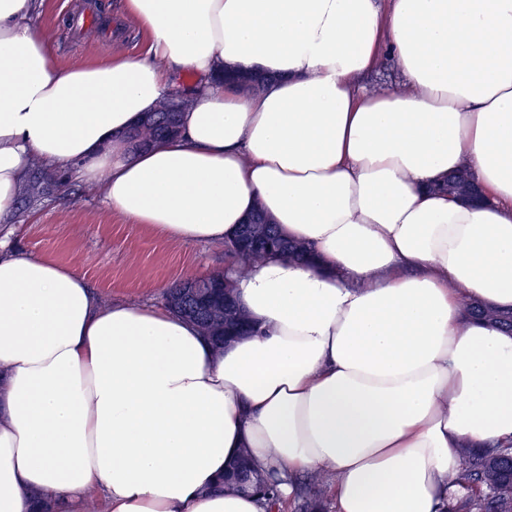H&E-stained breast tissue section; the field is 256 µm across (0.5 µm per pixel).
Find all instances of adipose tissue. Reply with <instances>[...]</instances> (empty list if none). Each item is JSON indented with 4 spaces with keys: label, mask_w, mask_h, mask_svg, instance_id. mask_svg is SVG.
<instances>
[{
    "label": "adipose tissue",
    "mask_w": 512,
    "mask_h": 512,
    "mask_svg": "<svg viewBox=\"0 0 512 512\" xmlns=\"http://www.w3.org/2000/svg\"><path fill=\"white\" fill-rule=\"evenodd\" d=\"M35 8L0 0V221L31 168L77 165L182 244L259 208L317 260L234 276L255 333L218 351L0 252V512H266L216 485L244 449L285 497L320 472L336 512H444L458 448L512 442V334L462 307L512 309V0H123L145 49L69 67ZM384 56L405 88L364 90ZM178 91L180 136L132 148ZM463 167L483 207L439 191Z\"/></svg>",
    "instance_id": "ef3b65f1"
}]
</instances>
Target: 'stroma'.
<instances>
[{
  "instance_id": "35a3bbf8",
  "label": "stroma",
  "mask_w": 512,
  "mask_h": 512,
  "mask_svg": "<svg viewBox=\"0 0 512 512\" xmlns=\"http://www.w3.org/2000/svg\"><path fill=\"white\" fill-rule=\"evenodd\" d=\"M32 26L54 35V59L63 66L133 56L147 41L124 20L118 0H42ZM18 211V219L0 224L10 250L74 267L105 301L161 304L174 285L228 265L222 245L187 246L131 223L68 171L49 194L21 197Z\"/></svg>"
}]
</instances>
